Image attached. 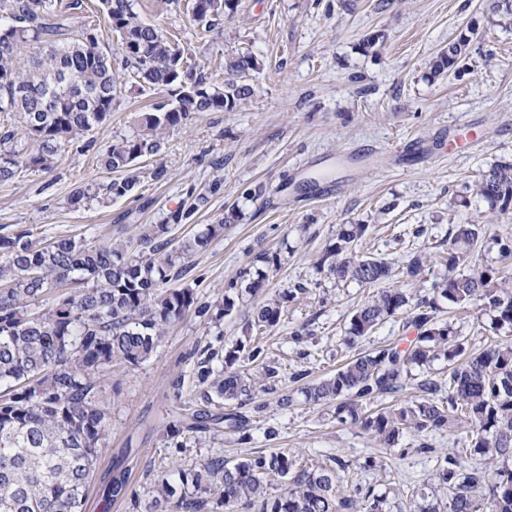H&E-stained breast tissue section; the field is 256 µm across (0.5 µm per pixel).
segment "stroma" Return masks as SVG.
I'll return each mask as SVG.
<instances>
[{"instance_id": "obj_1", "label": "stroma", "mask_w": 512, "mask_h": 512, "mask_svg": "<svg viewBox=\"0 0 512 512\" xmlns=\"http://www.w3.org/2000/svg\"><path fill=\"white\" fill-rule=\"evenodd\" d=\"M488 5L239 0L234 16L206 33L190 22L187 0H135L138 16L191 48L213 81H223L225 62L252 54L258 67L245 77L252 96L233 110L206 112L170 131L162 151L140 161L131 195L71 208L75 188L111 179L96 162L99 147L133 135L141 112L168 99L124 86L111 119L63 140L51 170H26L0 183V229L29 230L42 244L74 236L132 246L141 225L163 224L178 210H190L174 226V240L209 224L224 226L205 252L188 258L183 279L209 304L220 301L225 285L260 254L279 255L280 265L267 267L261 292L243 295L221 325L189 314L167 327L149 361L136 368L116 363L104 372L110 430L84 512H150L161 478L177 481L179 470L216 454L233 460L275 447L292 449L308 463L348 460L351 490L396 493L405 502L419 490L434 466L419 437H403L404 459L362 470L360 462L380 457V448L359 428L336 424L326 408L306 404L291 375L303 370L307 382L320 381L351 354L344 330L369 290L336 282L318 268L342 225H367L358 252L385 258L397 271L394 285L408 291H429L445 274L437 256L459 224L483 225L476 262L512 277V258L499 254L500 240L512 238V207L490 206L478 191L492 165L512 163V25ZM370 36L375 42L369 46ZM462 39L467 46L457 64L433 73V58ZM159 167L166 174L157 180L152 173ZM200 193L205 203L194 204ZM420 250L430 263L424 278L411 283L398 271ZM299 282L310 292L289 304L280 326L264 339L283 367L278 389L292 394V406L280 408L276 394L265 395L267 408L245 441L224 428L171 437L169 421L185 411L219 410L218 403L205 402L194 377L198 357L223 351L266 295ZM446 318L474 348L494 338L481 304ZM269 427L278 433L271 442ZM119 459L129 490L106 510L102 493Z\"/></svg>"}]
</instances>
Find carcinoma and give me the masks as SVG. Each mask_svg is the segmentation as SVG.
<instances>
[{"instance_id":"cac0c4a2","label":"carcinoma","mask_w":512,"mask_h":512,"mask_svg":"<svg viewBox=\"0 0 512 512\" xmlns=\"http://www.w3.org/2000/svg\"><path fill=\"white\" fill-rule=\"evenodd\" d=\"M109 33L117 35L126 68L138 90H167L174 100L140 115V132L99 150L103 169L116 175L106 198L133 193L138 161L159 153L164 136L204 112L231 111L252 95L242 80L256 66L241 54L227 64L224 83L188 63L160 29L133 10V0H101ZM238 0H192L193 22L207 31L237 10ZM0 112L19 114L24 136L35 143L26 155L13 150L16 133L0 136V181L27 169L52 167L57 145L107 122L122 84L102 57L105 40L93 29H70L60 0H0ZM69 75L77 95L58 99L52 78ZM492 206L512 205V163L493 165L479 184ZM172 223L144 224L131 251L120 242L92 245L58 237L43 246L20 230L0 236V512H83L94 477L98 448L106 439L109 412L100 398V374L118 362L137 367L156 352L166 327L191 311L215 324L235 310V299L213 305L197 301L194 289L167 288L182 277L185 260L207 249L224 230L205 231L171 246ZM364 224H345L321 259L338 283L376 286L392 277L382 257L361 254L356 245ZM482 228L459 224L439 254L446 274L432 291L407 293L380 288L351 314L345 342L353 347L391 317L407 313L405 327L418 336L408 347L389 342L358 351L330 377L301 389L306 403L334 409L340 424L360 428L386 459L402 457L404 432L417 436L452 434L456 447L436 453L428 475L432 491L410 501L411 512H512V284L499 269L479 265L474 251ZM428 257L408 256L402 274L424 277ZM265 274L242 268L230 288L255 294ZM77 286L72 292L60 289ZM298 284L253 309L242 336L224 346L221 366L197 363L196 377L207 385V399L236 405L220 418L205 411L180 427L207 432L225 424L248 434L251 419L264 413L260 392H277L279 367L269 361L256 332L281 325L286 304L305 294ZM466 308L476 301L490 312L489 328L508 338L478 351L469 348L448 322L439 318V300ZM439 359L448 373L431 371ZM251 362L254 377L241 369ZM412 387L416 395L394 404L384 399ZM350 463L340 457L306 466L288 449L260 451L235 460L210 457L179 472V484L163 478L155 485L153 512H391L386 494L351 492L345 486ZM219 493L204 496L210 487ZM127 492L126 471L116 463L103 490V505Z\"/></svg>"}]
</instances>
